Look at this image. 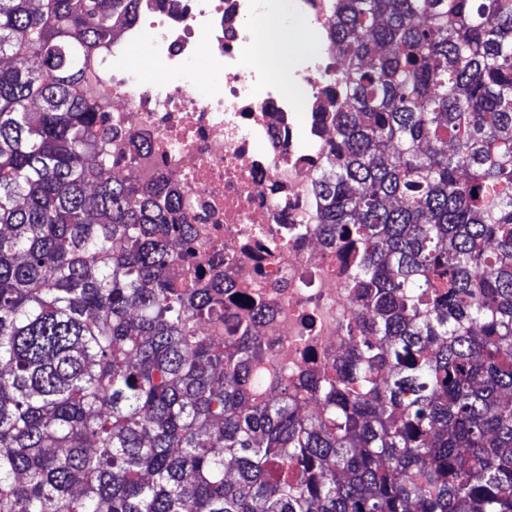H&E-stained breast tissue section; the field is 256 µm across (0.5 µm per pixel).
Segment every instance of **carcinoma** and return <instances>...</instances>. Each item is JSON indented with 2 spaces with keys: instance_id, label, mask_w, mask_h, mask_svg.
<instances>
[{
  "instance_id": "carcinoma-1",
  "label": "carcinoma",
  "mask_w": 512,
  "mask_h": 512,
  "mask_svg": "<svg viewBox=\"0 0 512 512\" xmlns=\"http://www.w3.org/2000/svg\"><path fill=\"white\" fill-rule=\"evenodd\" d=\"M137 2L0 0V512H512V0H336L315 187L364 316L269 398L170 276L174 192L112 177L85 64Z\"/></svg>"
}]
</instances>
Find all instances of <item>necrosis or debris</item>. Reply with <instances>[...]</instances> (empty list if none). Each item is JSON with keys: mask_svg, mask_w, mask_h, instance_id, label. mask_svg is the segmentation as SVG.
<instances>
[{"mask_svg": "<svg viewBox=\"0 0 512 512\" xmlns=\"http://www.w3.org/2000/svg\"><path fill=\"white\" fill-rule=\"evenodd\" d=\"M276 0H139L136 18L112 42L113 59L149 36L167 75L146 81L94 65L112 120V173L176 187L197 237L191 258L175 248L174 280L220 285L225 323L248 322L270 375L298 381L331 372L361 318L346 250L325 246L313 185L331 125L325 88L344 64L337 54L308 61L300 75L312 107L298 116L279 79L242 60L260 52L250 20ZM306 123L310 148L297 127Z\"/></svg>", "mask_w": 512, "mask_h": 512, "instance_id": "obj_1", "label": "necrosis or debris"}]
</instances>
